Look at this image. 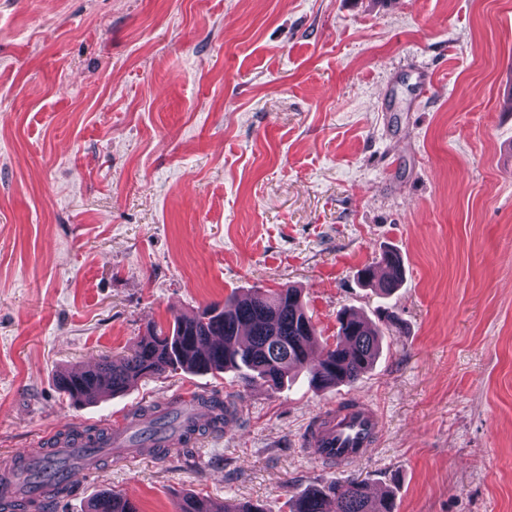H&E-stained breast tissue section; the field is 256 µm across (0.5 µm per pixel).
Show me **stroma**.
Listing matches in <instances>:
<instances>
[{"label":"stroma","mask_w":512,"mask_h":512,"mask_svg":"<svg viewBox=\"0 0 512 512\" xmlns=\"http://www.w3.org/2000/svg\"><path fill=\"white\" fill-rule=\"evenodd\" d=\"M404 281L357 279L382 249ZM302 288L394 314L352 386L165 373L73 406L56 369L123 353L232 293ZM234 425L166 457L104 458L101 492L288 512L336 480L303 439L346 398L383 435L346 470L394 512H512V0H0V454L189 386ZM379 266H383L388 270L385 276H378L377 268ZM358 278L364 285L376 288L379 295H390L396 288L401 286L404 279V266L399 253L390 249L382 251L378 265H365L359 270Z\"/></svg>","instance_id":"35a3bbf8"}]
</instances>
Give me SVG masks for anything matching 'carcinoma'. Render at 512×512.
<instances>
[{"label":"carcinoma","instance_id":"1","mask_svg":"<svg viewBox=\"0 0 512 512\" xmlns=\"http://www.w3.org/2000/svg\"><path fill=\"white\" fill-rule=\"evenodd\" d=\"M379 265L388 270L386 275L378 276L377 266L368 264L359 270L358 278L387 296L403 282V262L399 253L387 249L381 252ZM337 323L336 344L324 349L312 364L316 329L301 290L290 285L273 291L256 288L245 296L226 299L222 306L210 304L190 316L178 314L168 328L153 325L119 360L104 358L88 370L60 371L55 383L63 394L89 403L123 393L144 378L178 370L196 374L232 371L246 384L257 376L277 390L292 372L308 366L309 381L317 388L351 386L373 367L384 327L394 326L396 321L386 316L376 323L354 313H341ZM200 404L210 408L214 418L205 425L187 424L180 437L182 444L224 428V402L203 396ZM133 417L147 420L144 435H152L164 425L150 409L141 408ZM289 508L290 512H393V502L389 496L370 497L365 484L351 478L312 487L293 497ZM178 512L255 510L229 503L206 507L197 498L186 497Z\"/></svg>","mask_w":512,"mask_h":512}]
</instances>
